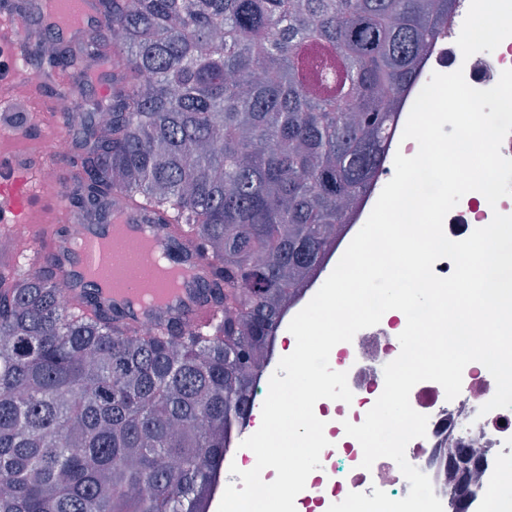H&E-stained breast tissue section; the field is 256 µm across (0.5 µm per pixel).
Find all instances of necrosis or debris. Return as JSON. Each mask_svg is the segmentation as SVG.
Listing matches in <instances>:
<instances>
[{
    "mask_svg": "<svg viewBox=\"0 0 512 512\" xmlns=\"http://www.w3.org/2000/svg\"><path fill=\"white\" fill-rule=\"evenodd\" d=\"M478 9L479 0H449L440 22L447 33L433 40L419 59L412 94L401 96L394 105L398 121H407L416 92L422 90L433 73L460 69L470 86L488 89L497 83L502 71L512 69V37H502L488 45L471 38ZM497 212L512 215V196L502 198L493 207L481 193H466L447 214L444 232L451 240L465 239L476 228L489 224ZM405 326L404 320L390 318L360 330L357 340L360 355L356 358L348 348L333 347L330 365L334 370L346 372L353 399L348 403L322 399L314 407L317 418L325 423L324 435L329 445L321 453V468L330 473L331 480L301 491L295 498L297 512H309L315 503L330 505L350 490L366 489L388 468L389 461L385 458L376 460L371 469L361 468L362 447L346 434L344 425L361 424L381 395L384 386L379 373L399 355L395 338ZM495 389L490 372L481 364L468 367L466 384L452 400L446 399L443 388L436 382L416 384L412 389V407L427 413L429 420L426 436L411 440L406 447L411 461L427 465L432 449L443 440L452 448H499L512 444V408L486 414L480 411Z\"/></svg>",
    "mask_w": 512,
    "mask_h": 512,
    "instance_id": "necrosis-or-debris-1",
    "label": "necrosis or debris"
}]
</instances>
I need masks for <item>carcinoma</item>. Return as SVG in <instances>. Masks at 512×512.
Returning <instances> with one entry per match:
<instances>
[{"mask_svg": "<svg viewBox=\"0 0 512 512\" xmlns=\"http://www.w3.org/2000/svg\"><path fill=\"white\" fill-rule=\"evenodd\" d=\"M99 4L109 36L85 53L112 101L79 112L73 206L122 194L198 243L217 318L120 328L43 266L0 269V512H201L448 0ZM319 289L320 288H303L294 296V298L289 302L288 306V321H284V318H282L278 327V331L280 329L283 331L288 330V325L293 317L309 303V297L314 296ZM288 333L289 335H292L290 334L289 330L280 334L281 339L284 338L282 342L283 347L280 346L277 352L282 356H286L291 353L290 351L287 353L289 346Z\"/></svg>", "mask_w": 512, "mask_h": 512, "instance_id": "carcinoma-1", "label": "carcinoma"}]
</instances>
